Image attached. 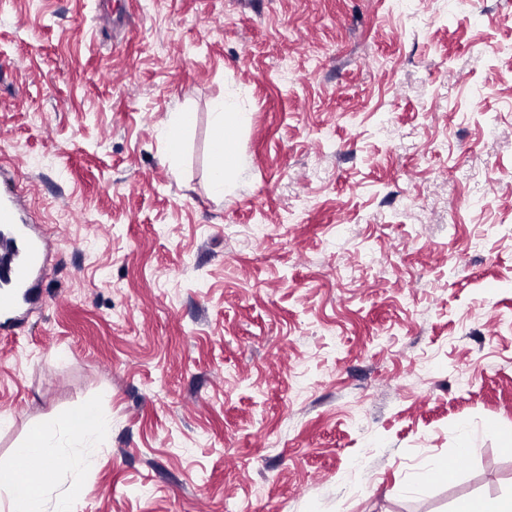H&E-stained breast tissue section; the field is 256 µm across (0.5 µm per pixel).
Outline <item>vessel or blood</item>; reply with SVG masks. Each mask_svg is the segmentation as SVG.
<instances>
[{
    "label": "vessel or blood",
    "instance_id": "vessel-or-blood-1",
    "mask_svg": "<svg viewBox=\"0 0 512 512\" xmlns=\"http://www.w3.org/2000/svg\"><path fill=\"white\" fill-rule=\"evenodd\" d=\"M0 228L11 234L10 256L0 265V325L14 327L28 288L45 269L42 239L15 190H0Z\"/></svg>",
    "mask_w": 512,
    "mask_h": 512
}]
</instances>
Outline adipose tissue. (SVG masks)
Here are the masks:
<instances>
[{
	"label": "adipose tissue",
	"mask_w": 512,
	"mask_h": 512,
	"mask_svg": "<svg viewBox=\"0 0 512 512\" xmlns=\"http://www.w3.org/2000/svg\"><path fill=\"white\" fill-rule=\"evenodd\" d=\"M112 417L89 411L79 417H64L32 436L24 453L33 470L44 479L37 490L25 488L16 476L0 475V512H56L50 493L57 483L52 468L58 458H67L72 473L93 467L96 445L111 429Z\"/></svg>",
	"instance_id": "adipose-tissue-1"
}]
</instances>
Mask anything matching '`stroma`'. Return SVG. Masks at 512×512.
<instances>
[{"label": "stroma", "mask_w": 512, "mask_h": 512, "mask_svg": "<svg viewBox=\"0 0 512 512\" xmlns=\"http://www.w3.org/2000/svg\"><path fill=\"white\" fill-rule=\"evenodd\" d=\"M508 13L0 0V188L23 191L47 255L25 323L0 334V471L33 430L100 410L94 466L54 465L60 512L512 496ZM230 91L248 168L218 198L210 112ZM174 111L193 120L173 157ZM430 458L451 476L410 494Z\"/></svg>", "instance_id": "1"}]
</instances>
